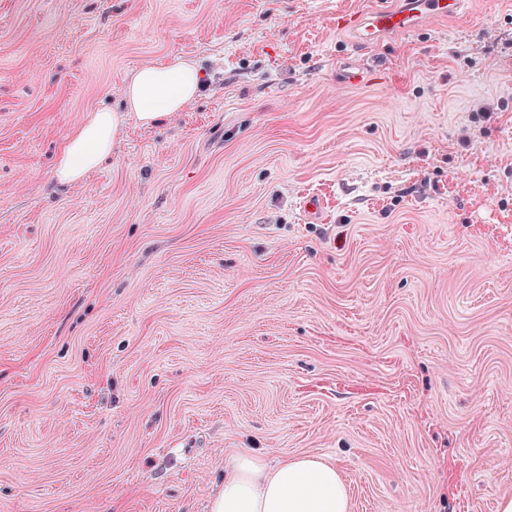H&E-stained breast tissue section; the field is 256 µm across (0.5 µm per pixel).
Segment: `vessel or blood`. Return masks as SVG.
<instances>
[{"label":"vessel or blood","instance_id":"b4317fda","mask_svg":"<svg viewBox=\"0 0 512 512\" xmlns=\"http://www.w3.org/2000/svg\"><path fill=\"white\" fill-rule=\"evenodd\" d=\"M463 0H392L361 15H342L338 25L351 29L362 47L378 44L381 35L404 32L434 20L456 16Z\"/></svg>","mask_w":512,"mask_h":512}]
</instances>
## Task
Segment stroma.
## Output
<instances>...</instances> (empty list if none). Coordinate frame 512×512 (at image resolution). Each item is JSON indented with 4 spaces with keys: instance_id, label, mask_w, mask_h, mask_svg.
Wrapping results in <instances>:
<instances>
[{
    "instance_id": "35a3bbf8",
    "label": "stroma",
    "mask_w": 512,
    "mask_h": 512,
    "mask_svg": "<svg viewBox=\"0 0 512 512\" xmlns=\"http://www.w3.org/2000/svg\"><path fill=\"white\" fill-rule=\"evenodd\" d=\"M373 3L0 0V512H209L235 448L350 512L512 498V0L366 50ZM176 56L201 94L56 183Z\"/></svg>"
}]
</instances>
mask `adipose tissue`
Returning a JSON list of instances; mask_svg holds the SVG:
<instances>
[{"mask_svg": "<svg viewBox=\"0 0 512 512\" xmlns=\"http://www.w3.org/2000/svg\"><path fill=\"white\" fill-rule=\"evenodd\" d=\"M201 77L181 58L144 66L124 89V109L88 113L66 138L53 172L67 185L83 180L112 150L125 120L153 124L172 116L199 93ZM210 512H349V496L334 464L310 455L268 465L262 455L237 451Z\"/></svg>", "mask_w": 512, "mask_h": 512, "instance_id": "ef3b65f1", "label": "adipose tissue"}]
</instances>
